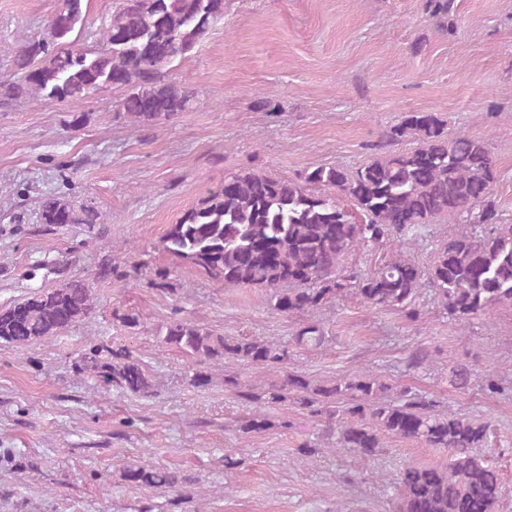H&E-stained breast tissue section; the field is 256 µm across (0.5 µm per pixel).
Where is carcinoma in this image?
Segmentation results:
<instances>
[{
	"mask_svg": "<svg viewBox=\"0 0 512 512\" xmlns=\"http://www.w3.org/2000/svg\"><path fill=\"white\" fill-rule=\"evenodd\" d=\"M84 7L86 0H65L45 35L18 42L15 72L0 77V106L26 99L77 106L119 88L124 96L116 107L138 125L171 121L190 108L195 92L170 71L224 18V0H117L109 22L94 34V48L78 44ZM424 10L446 32L455 0H424ZM409 139L418 146L399 151ZM369 150L371 159L354 171L319 166L298 180L255 169L233 173L169 225L161 246L226 288L268 289L272 309L288 317L309 316L347 297L413 317L423 287L433 289L448 315L463 324L511 306L512 224L500 221L491 140L450 135L436 113L409 112ZM36 216L46 228L98 220L92 205L55 193L40 198ZM442 217L460 228L434 249L425 269L398 253L367 274L344 265L347 255L390 241L417 245L421 230ZM93 305L82 279L43 289L0 308V344L29 346L55 336L89 316ZM328 339L324 324L314 320L299 324L290 342L317 349ZM160 342L211 367L279 369L291 358L286 343L222 336L181 318L166 324ZM405 363L409 371L425 369L433 352L418 344ZM78 369L132 394H153L146 365L123 348L93 345ZM472 376L469 365L458 364L451 368V385L465 389ZM224 390L248 407L236 426L244 437L274 427L268 409L289 402L323 420L322 436L365 460L383 452L388 438L449 451L446 466L410 465L400 472L392 486L395 512H495L502 497L489 459V422L445 410L410 389L395 390L368 371L315 381L296 369L258 387L226 369ZM121 476L140 488L178 484L173 472L153 465L130 464Z\"/></svg>",
	"mask_w": 512,
	"mask_h": 512,
	"instance_id": "cac0c4a2",
	"label": "carcinoma"
}]
</instances>
